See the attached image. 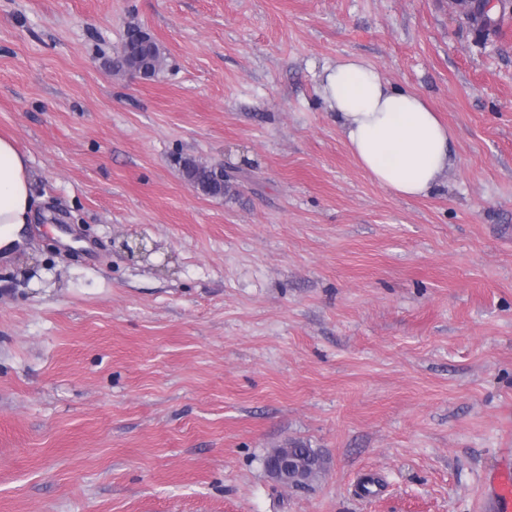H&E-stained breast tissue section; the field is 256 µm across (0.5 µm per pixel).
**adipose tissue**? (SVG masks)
Instances as JSON below:
<instances>
[{
    "instance_id": "ef3b65f1",
    "label": "adipose tissue",
    "mask_w": 512,
    "mask_h": 512,
    "mask_svg": "<svg viewBox=\"0 0 512 512\" xmlns=\"http://www.w3.org/2000/svg\"><path fill=\"white\" fill-rule=\"evenodd\" d=\"M319 94L335 112L345 144L383 189L428 195L453 164L452 132L416 93L390 86L364 60L350 56L324 69ZM36 218L28 159L0 136V258Z\"/></svg>"
}]
</instances>
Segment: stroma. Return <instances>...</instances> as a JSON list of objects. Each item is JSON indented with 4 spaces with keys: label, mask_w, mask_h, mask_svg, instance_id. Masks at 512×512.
I'll return each mask as SVG.
<instances>
[{
    "label": "stroma",
    "mask_w": 512,
    "mask_h": 512,
    "mask_svg": "<svg viewBox=\"0 0 512 512\" xmlns=\"http://www.w3.org/2000/svg\"><path fill=\"white\" fill-rule=\"evenodd\" d=\"M470 5L0 0V135L38 200L0 259V512H491L512 463V0L484 32ZM131 26L164 50L155 77L112 67ZM349 55L448 123L428 196L348 150L317 87ZM291 442L324 459L309 488L266 472ZM185 179L196 189L211 197L224 196L227 183L224 181V167L203 165L192 157L180 160Z\"/></svg>",
    "instance_id": "stroma-1"
}]
</instances>
